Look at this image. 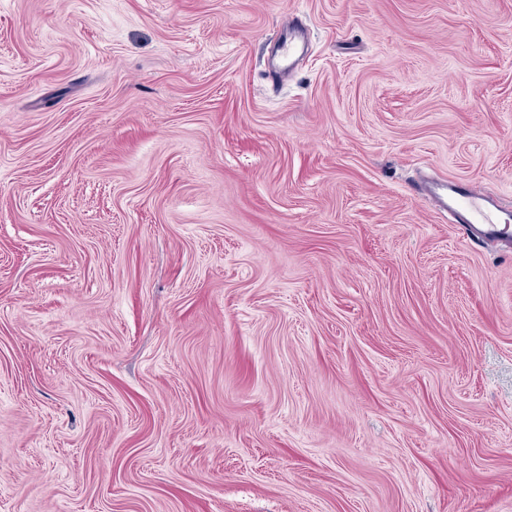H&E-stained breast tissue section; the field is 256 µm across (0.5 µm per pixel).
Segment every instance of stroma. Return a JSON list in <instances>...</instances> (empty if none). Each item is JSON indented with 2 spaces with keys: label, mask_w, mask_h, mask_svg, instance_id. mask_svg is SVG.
I'll list each match as a JSON object with an SVG mask.
<instances>
[{
  "label": "stroma",
  "mask_w": 512,
  "mask_h": 512,
  "mask_svg": "<svg viewBox=\"0 0 512 512\" xmlns=\"http://www.w3.org/2000/svg\"><path fill=\"white\" fill-rule=\"evenodd\" d=\"M432 177L512 225V0H0V512H512Z\"/></svg>",
  "instance_id": "stroma-1"
}]
</instances>
